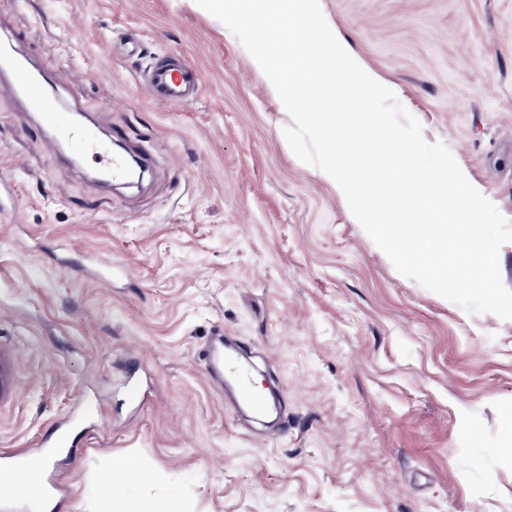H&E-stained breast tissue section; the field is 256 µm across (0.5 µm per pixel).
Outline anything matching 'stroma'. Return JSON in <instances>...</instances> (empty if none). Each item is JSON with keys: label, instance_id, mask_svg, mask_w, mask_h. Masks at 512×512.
I'll return each mask as SVG.
<instances>
[{"label": "stroma", "instance_id": "stroma-1", "mask_svg": "<svg viewBox=\"0 0 512 512\" xmlns=\"http://www.w3.org/2000/svg\"><path fill=\"white\" fill-rule=\"evenodd\" d=\"M352 58L427 142L512 221V0H320ZM56 98L102 139L147 152L138 186L90 179L101 156L41 148L0 80V338L23 396L0 453L47 460L59 512H102L94 477L136 455L141 512H512V320L402 276L335 182L291 151L292 119L237 37L196 0H0ZM165 53L203 77L184 106L141 75ZM123 265L111 285L77 267ZM276 387L279 434L235 412L199 360L214 326ZM80 416L72 458L40 447Z\"/></svg>", "mask_w": 512, "mask_h": 512}]
</instances>
